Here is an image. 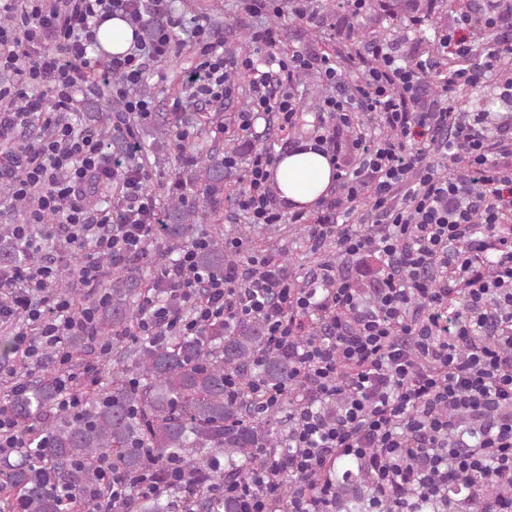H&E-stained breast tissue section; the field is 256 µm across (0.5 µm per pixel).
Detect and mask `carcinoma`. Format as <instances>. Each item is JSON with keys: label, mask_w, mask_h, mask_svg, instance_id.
Listing matches in <instances>:
<instances>
[{"label": "carcinoma", "mask_w": 512, "mask_h": 512, "mask_svg": "<svg viewBox=\"0 0 512 512\" xmlns=\"http://www.w3.org/2000/svg\"><path fill=\"white\" fill-rule=\"evenodd\" d=\"M433 0H370L369 20L408 16L421 18ZM198 179L211 194L224 186V161L198 156ZM199 212L173 203L167 223L157 227L165 241L162 258L192 246L190 225ZM29 255L11 241L0 244V265L20 266ZM196 268L212 278L224 276L231 263L218 240L195 252ZM175 312L190 317L187 307L176 303L168 287L143 283L138 265L115 273L98 314V331L112 340V359L101 378L81 381L82 411L69 415L58 409L57 373L49 371L21 393L5 395L11 416L27 435L31 447L15 456L0 457V512L15 505L26 512H65L64 494L79 497L82 512H99L96 500L80 495L102 486L97 459L108 456L124 473H142L147 461L142 449L152 451L158 484L166 485L164 464L177 457L199 469L206 484L220 485L224 478H246L262 451H284L288 434L278 431L269 415L255 416L251 402L240 391L229 392L230 378L257 382L283 391L289 400L296 393L293 364L287 357L267 350V329L259 318L231 322L216 319L194 333L173 331L167 336L136 335L146 291ZM71 361L86 352L83 336L65 342ZM224 460V468L211 463ZM325 475L336 487V512H374L377 503L362 462L330 460ZM167 490L137 498L126 512H170ZM199 512H240L238 500L218 490L196 498Z\"/></svg>", "instance_id": "carcinoma-1"}]
</instances>
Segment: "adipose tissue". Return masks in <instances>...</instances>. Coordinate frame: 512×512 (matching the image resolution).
I'll list each match as a JSON object with an SVG mask.
<instances>
[{"instance_id": "ef3b65f1", "label": "adipose tissue", "mask_w": 512, "mask_h": 512, "mask_svg": "<svg viewBox=\"0 0 512 512\" xmlns=\"http://www.w3.org/2000/svg\"><path fill=\"white\" fill-rule=\"evenodd\" d=\"M271 178L282 201L296 208L308 207L333 188L336 167L329 155L299 148L276 162Z\"/></svg>"}]
</instances>
